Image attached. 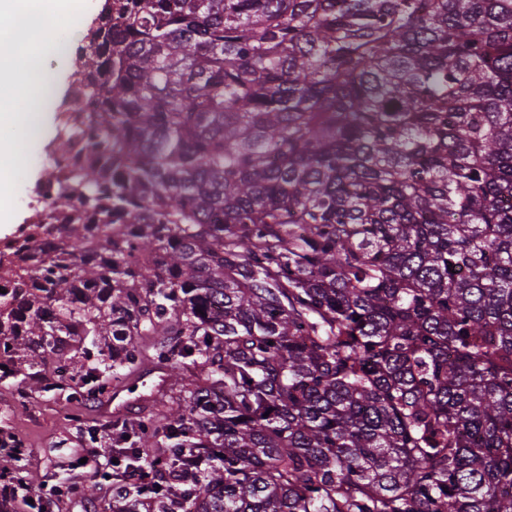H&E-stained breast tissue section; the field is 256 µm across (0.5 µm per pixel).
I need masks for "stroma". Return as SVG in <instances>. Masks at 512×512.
<instances>
[{
	"label": "stroma",
	"mask_w": 512,
	"mask_h": 512,
	"mask_svg": "<svg viewBox=\"0 0 512 512\" xmlns=\"http://www.w3.org/2000/svg\"><path fill=\"white\" fill-rule=\"evenodd\" d=\"M59 123V113L48 112L42 133L27 145L31 160L9 169L13 215L9 223H0V240L12 236L33 216L32 199L37 186L47 176V155ZM153 343V337H142L139 341L141 363L134 369L122 370L111 380L115 386L137 385L141 400L128 412L132 419L148 408L146 397L156 379L154 370L158 365ZM104 401L101 395L70 402L62 397L54 400L41 397L35 410L25 412L17 408L8 389L0 388V427L12 428L26 442L28 461L24 477L27 483L40 493L48 488L60 489L59 512H112L111 494L91 496L86 492L96 472L93 460L96 447L89 442L85 429L92 423L103 422L99 408Z\"/></svg>",
	"instance_id": "1"
}]
</instances>
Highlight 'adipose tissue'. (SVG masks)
Instances as JSON below:
<instances>
[{
	"label": "adipose tissue",
	"mask_w": 512,
	"mask_h": 512,
	"mask_svg": "<svg viewBox=\"0 0 512 512\" xmlns=\"http://www.w3.org/2000/svg\"><path fill=\"white\" fill-rule=\"evenodd\" d=\"M81 0H0V158H16L22 138L39 133L52 74L44 53L60 56Z\"/></svg>",
	"instance_id": "adipose-tissue-1"
}]
</instances>
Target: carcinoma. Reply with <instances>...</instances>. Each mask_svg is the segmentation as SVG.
<instances>
[{"label": "carcinoma", "instance_id": "carcinoma-1", "mask_svg": "<svg viewBox=\"0 0 512 512\" xmlns=\"http://www.w3.org/2000/svg\"><path fill=\"white\" fill-rule=\"evenodd\" d=\"M66 58L0 386L160 337L112 512H512V0H105Z\"/></svg>", "mask_w": 512, "mask_h": 512}]
</instances>
